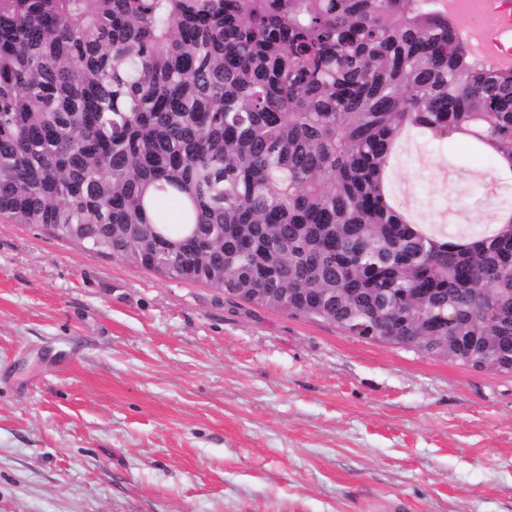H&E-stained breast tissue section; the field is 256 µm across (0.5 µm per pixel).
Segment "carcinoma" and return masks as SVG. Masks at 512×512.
Returning a JSON list of instances; mask_svg holds the SVG:
<instances>
[{
  "label": "carcinoma",
  "mask_w": 512,
  "mask_h": 512,
  "mask_svg": "<svg viewBox=\"0 0 512 512\" xmlns=\"http://www.w3.org/2000/svg\"><path fill=\"white\" fill-rule=\"evenodd\" d=\"M428 5L0 0V220L352 336L512 364V203L450 242L387 189L412 129L512 183V70Z\"/></svg>",
  "instance_id": "obj_1"
}]
</instances>
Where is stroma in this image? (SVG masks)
<instances>
[{"mask_svg":"<svg viewBox=\"0 0 512 512\" xmlns=\"http://www.w3.org/2000/svg\"><path fill=\"white\" fill-rule=\"evenodd\" d=\"M388 167L446 233L500 206L458 143ZM0 512H512V374L0 223Z\"/></svg>","mask_w":512,"mask_h":512,"instance_id":"obj_1","label":"stroma"}]
</instances>
